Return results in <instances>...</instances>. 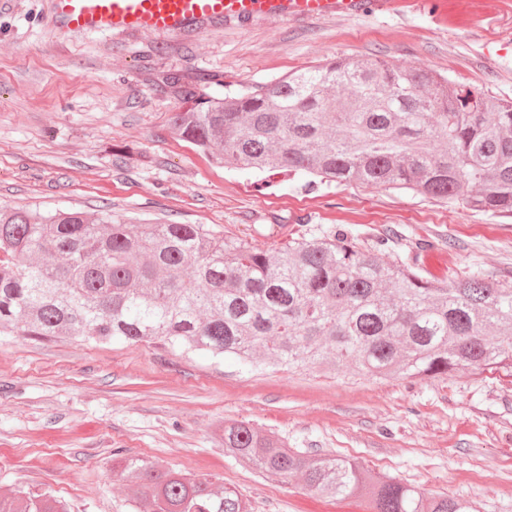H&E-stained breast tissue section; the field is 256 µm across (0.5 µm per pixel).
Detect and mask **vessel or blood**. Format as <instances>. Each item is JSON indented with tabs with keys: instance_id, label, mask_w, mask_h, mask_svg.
Returning a JSON list of instances; mask_svg holds the SVG:
<instances>
[{
	"instance_id": "obj_1",
	"label": "vessel or blood",
	"mask_w": 512,
	"mask_h": 512,
	"mask_svg": "<svg viewBox=\"0 0 512 512\" xmlns=\"http://www.w3.org/2000/svg\"><path fill=\"white\" fill-rule=\"evenodd\" d=\"M394 0H52L56 29L68 36L151 31L179 35L279 16H356L393 8Z\"/></svg>"
}]
</instances>
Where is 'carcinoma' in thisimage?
I'll return each mask as SVG.
<instances>
[{
	"label": "carcinoma",
	"mask_w": 512,
	"mask_h": 512,
	"mask_svg": "<svg viewBox=\"0 0 512 512\" xmlns=\"http://www.w3.org/2000/svg\"><path fill=\"white\" fill-rule=\"evenodd\" d=\"M189 104L173 129L222 166L460 199L512 218V101L475 94L430 70L329 60ZM342 230L274 249L228 241L204 224H126L112 211L0 210V333L33 340L160 343L250 367L353 368L367 374H512V284L428 279L387 264ZM224 453L270 477L296 475L369 512H470L348 458L309 455L244 423ZM147 512H249L231 487L127 459ZM0 512H68L44 492L0 494Z\"/></svg>",
	"instance_id": "obj_1"
}]
</instances>
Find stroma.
<instances>
[{
	"mask_svg": "<svg viewBox=\"0 0 512 512\" xmlns=\"http://www.w3.org/2000/svg\"><path fill=\"white\" fill-rule=\"evenodd\" d=\"M432 70L512 100V0H402L394 10L267 17L175 36L59 37L51 0H0V206L111 209L128 224H205L261 249L343 226L426 278L512 283V219L459 200L224 168L175 133L177 83L221 98L328 59ZM435 248L416 258V245ZM244 421L310 454L353 458L424 493L512 512V377L376 379L249 369L156 344L0 335V493L51 491L70 512H139L113 464L134 458L235 488L252 512H367L225 455Z\"/></svg>",
	"mask_w": 512,
	"mask_h": 512,
	"instance_id": "35a3bbf8",
	"label": "stroma"
}]
</instances>
